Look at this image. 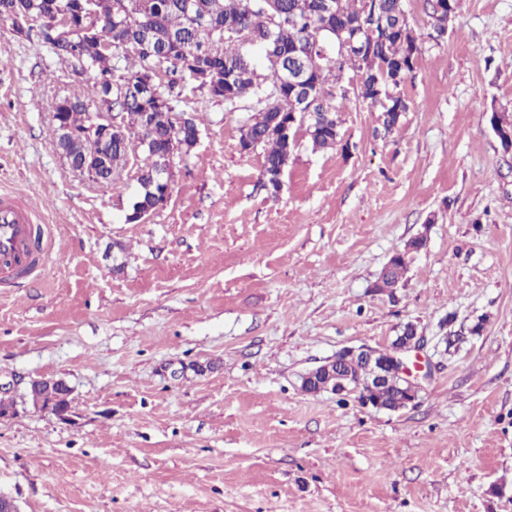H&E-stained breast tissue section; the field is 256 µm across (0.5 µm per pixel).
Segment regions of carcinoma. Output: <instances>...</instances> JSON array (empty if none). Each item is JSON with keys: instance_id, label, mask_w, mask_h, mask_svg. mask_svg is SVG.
Listing matches in <instances>:
<instances>
[{"instance_id": "1", "label": "carcinoma", "mask_w": 512, "mask_h": 512, "mask_svg": "<svg viewBox=\"0 0 512 512\" xmlns=\"http://www.w3.org/2000/svg\"><path fill=\"white\" fill-rule=\"evenodd\" d=\"M329 3L330 10L322 12L317 0L308 11L302 0H0V21L35 19L48 51L85 77L87 91L59 96L52 110L53 137L72 170L93 171L101 183L118 177L137 149L129 136L150 137L133 207L152 211L164 194L154 172L169 149V113L190 81L211 99L223 101L229 93L237 102L256 103V112L239 128V142L263 150L262 182L271 193L279 191L297 146L278 131L292 113L312 107L316 118L306 123L305 134L313 149L327 150L340 137L335 88L349 72L361 74V98L377 104L384 75L415 45L403 0H378L374 8L366 0ZM90 9L105 17L128 13L131 23L113 35L105 29L98 40L71 43L65 17ZM383 13L393 19L389 28L379 24ZM359 20L376 30L372 55L338 54L336 29ZM291 73L300 76L294 87L287 82ZM99 104L115 118L128 116L108 145L90 132ZM407 269L406 253L395 252L375 288L397 287ZM35 385L47 400L67 392L61 380ZM404 397L394 380L367 395L382 404Z\"/></svg>"}]
</instances>
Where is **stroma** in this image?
<instances>
[{"label": "stroma", "mask_w": 512, "mask_h": 512, "mask_svg": "<svg viewBox=\"0 0 512 512\" xmlns=\"http://www.w3.org/2000/svg\"><path fill=\"white\" fill-rule=\"evenodd\" d=\"M403 4L418 59L392 132L350 90L339 145L298 133L274 196L239 146L252 102L186 89L199 140L143 224V158L109 184L73 171L52 107L82 79L0 24V193L61 241L0 288V495L20 512H512V152L490 125L512 113V0H456L442 35ZM408 323L431 369L415 407L302 391ZM40 377L70 386L69 420L22 403ZM406 252L407 251H396L391 256L389 260V268L384 275L380 276L375 288L379 291H384V289L397 287L408 269V257L406 256Z\"/></svg>", "instance_id": "1"}]
</instances>
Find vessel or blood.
<instances>
[{"label":"vessel or blood","instance_id":"obj_1","mask_svg":"<svg viewBox=\"0 0 512 512\" xmlns=\"http://www.w3.org/2000/svg\"><path fill=\"white\" fill-rule=\"evenodd\" d=\"M41 214L15 192L0 194V282L14 281L33 260H47L55 252V237L45 231L40 249L32 247V226Z\"/></svg>","mask_w":512,"mask_h":512}]
</instances>
